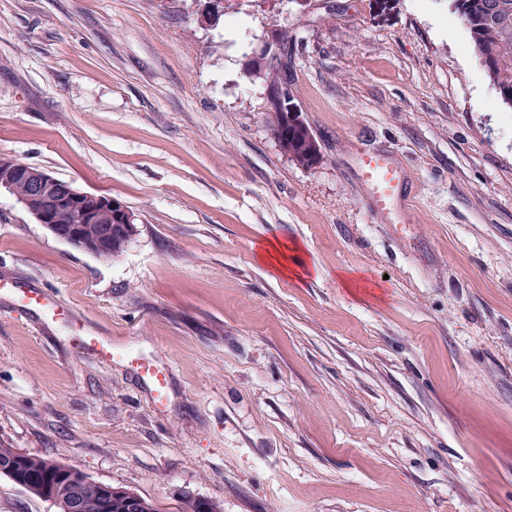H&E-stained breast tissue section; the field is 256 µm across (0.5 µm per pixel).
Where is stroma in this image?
<instances>
[{"mask_svg": "<svg viewBox=\"0 0 512 512\" xmlns=\"http://www.w3.org/2000/svg\"><path fill=\"white\" fill-rule=\"evenodd\" d=\"M454 27L418 0H0V157L140 218L106 260L0 190V281L71 312L0 295V441L161 512H512V107ZM283 28L309 168L266 121ZM275 240L311 275L260 262ZM0 512L57 508L0 474ZM360 179L369 187L377 211H387L398 197L400 174L383 154H365L358 160ZM139 369L147 377L154 387V397L157 403H163L166 399L167 378L165 370L157 365L155 361H144L137 359Z\"/></svg>", "mask_w": 512, "mask_h": 512, "instance_id": "1", "label": "stroma"}]
</instances>
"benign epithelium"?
Segmentation results:
<instances>
[{"label":"benign epithelium","instance_id":"1","mask_svg":"<svg viewBox=\"0 0 512 512\" xmlns=\"http://www.w3.org/2000/svg\"><path fill=\"white\" fill-rule=\"evenodd\" d=\"M23 183L26 192L18 199L29 214L57 238L88 252L112 248V224L135 229L139 216L123 202L106 195L85 192L38 168L11 158H0V189L15 191ZM0 472L37 496L53 502L59 512H81L83 493L91 480L65 464L32 465L30 455L17 452L13 461L0 465ZM108 512L112 502L123 512H141L142 500L131 491L96 483Z\"/></svg>","mask_w":512,"mask_h":512}]
</instances>
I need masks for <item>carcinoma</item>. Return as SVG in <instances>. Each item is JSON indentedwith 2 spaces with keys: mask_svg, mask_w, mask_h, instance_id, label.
<instances>
[{
  "mask_svg": "<svg viewBox=\"0 0 512 512\" xmlns=\"http://www.w3.org/2000/svg\"><path fill=\"white\" fill-rule=\"evenodd\" d=\"M448 8L467 28L471 45L479 56L487 78L500 100L512 107V0H448ZM283 60L267 73L268 121L281 150L295 164L310 167L315 163L311 150V129L301 116L283 111L294 99L283 84L288 79V32L279 36ZM112 249L97 253L104 259L121 255L126 249L125 228L112 225Z\"/></svg>",
  "mask_w": 512,
  "mask_h": 512,
  "instance_id": "obj_1",
  "label": "carcinoma"
}]
</instances>
